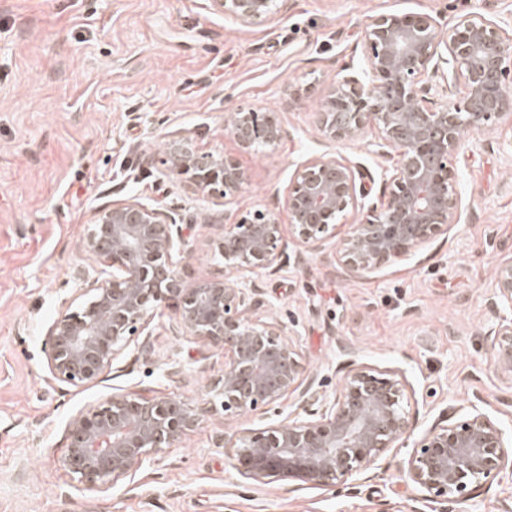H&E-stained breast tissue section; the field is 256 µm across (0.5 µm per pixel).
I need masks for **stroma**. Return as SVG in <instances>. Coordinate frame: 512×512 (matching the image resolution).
I'll return each mask as SVG.
<instances>
[{
    "label": "stroma",
    "mask_w": 512,
    "mask_h": 512,
    "mask_svg": "<svg viewBox=\"0 0 512 512\" xmlns=\"http://www.w3.org/2000/svg\"><path fill=\"white\" fill-rule=\"evenodd\" d=\"M473 12L512 33V0H285L275 21L251 27L206 0H0V512H512V471L476 498L433 502L403 478L404 448L332 486L241 477L217 433L308 418L292 393L239 418L206 415L135 478L88 488L65 464L71 417L116 393L221 404L224 349L172 335L177 314L164 307L150 324L151 357L128 348L98 380L73 386L51 375L43 343L60 301L79 293L74 267L98 264L82 241L112 202L153 200L190 225V286L215 269L219 229L205 217L268 208L287 219L294 173L311 157L360 162L367 201L380 203L396 154L377 153L372 129L328 140L315 114L337 72L360 68L372 18L427 13L449 26ZM240 109L278 113L287 138L240 151L225 131ZM176 135L245 169L231 202L158 165ZM452 169L461 221L410 259L349 277L292 243L254 278L320 398L334 399L351 368L392 371L408 383L410 441L474 407L510 440L512 381L495 371L485 334L500 318L487 304L496 269L512 261V123L465 133Z\"/></svg>",
    "instance_id": "1"
}]
</instances>
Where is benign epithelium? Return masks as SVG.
Returning <instances> with one entry per match:
<instances>
[{
	"mask_svg": "<svg viewBox=\"0 0 512 512\" xmlns=\"http://www.w3.org/2000/svg\"><path fill=\"white\" fill-rule=\"evenodd\" d=\"M208 3L244 27L280 12V0ZM363 53L364 67L337 73L317 113L325 138L355 140L373 128L376 146L398 157L384 201L371 206L367 221L352 226L334 248V263L356 277L414 254L460 223L462 199L451 160L462 134L512 119V36L480 14L462 16L447 29L429 14L381 15L365 27ZM436 77L451 81L457 100L434 104ZM225 131L246 152L258 138L272 147L285 135L276 114L253 110L232 113ZM160 162L224 199L245 181L234 159L206 152L188 138L168 140ZM357 174V164L335 155L313 157L296 170L285 206L299 245L324 252L335 228L329 220L365 207L368 192ZM287 247L276 211H249L224 223L211 241L222 267L189 287L181 271L195 242L173 214L138 199L99 209L84 249L102 260V268L93 274L78 269L83 292L63 302L48 325L49 371L71 384L97 380L133 337L148 335L154 311L167 304L176 308L178 329L224 347V376L216 382L224 415L253 412L291 391L310 404L312 383L286 325L254 316L263 304L261 288L245 282L246 274L273 265ZM496 277L489 306L512 312V263L500 266ZM487 336L496 368L512 378V319L502 318ZM407 406L401 375L356 367L316 418L262 432L241 428L218 444L232 449L246 479L334 485L405 441L412 426ZM208 412L172 398L114 394L69 424L67 465L89 487H108L133 476L150 455L176 447ZM511 460L501 429L475 408L463 418L433 423L409 452L404 476L431 498L464 500Z\"/></svg>",
	"mask_w": 512,
	"mask_h": 512,
	"instance_id": "1",
	"label": "benign epithelium"
}]
</instances>
